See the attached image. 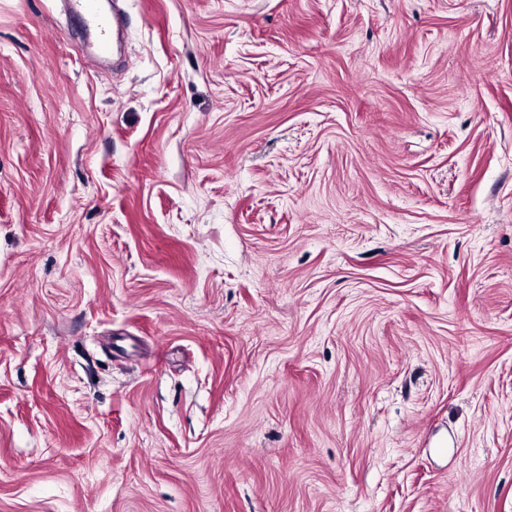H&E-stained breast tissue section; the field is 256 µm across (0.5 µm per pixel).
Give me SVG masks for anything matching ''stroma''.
<instances>
[{"label":"stroma","mask_w":512,"mask_h":512,"mask_svg":"<svg viewBox=\"0 0 512 512\" xmlns=\"http://www.w3.org/2000/svg\"><path fill=\"white\" fill-rule=\"evenodd\" d=\"M0 0V512H512V0Z\"/></svg>","instance_id":"1"}]
</instances>
